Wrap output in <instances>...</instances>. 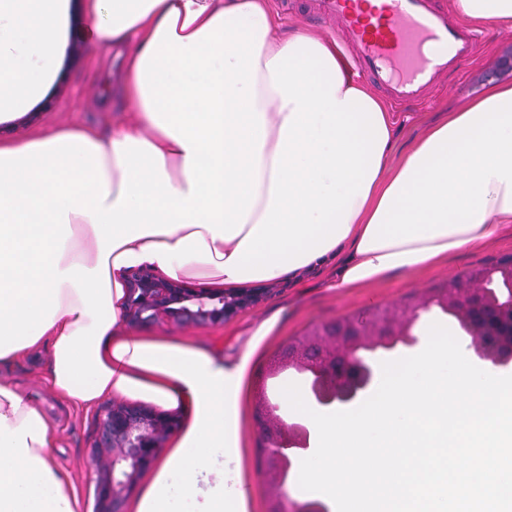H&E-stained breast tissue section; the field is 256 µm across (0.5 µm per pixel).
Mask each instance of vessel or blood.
I'll return each instance as SVG.
<instances>
[{"label": "vessel or blood", "mask_w": 512, "mask_h": 512, "mask_svg": "<svg viewBox=\"0 0 512 512\" xmlns=\"http://www.w3.org/2000/svg\"><path fill=\"white\" fill-rule=\"evenodd\" d=\"M317 14L348 43L353 68L397 104L423 100L476 48V31L432 0H320Z\"/></svg>", "instance_id": "b4317fda"}]
</instances>
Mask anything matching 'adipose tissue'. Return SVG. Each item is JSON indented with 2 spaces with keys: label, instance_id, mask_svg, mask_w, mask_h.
Segmentation results:
<instances>
[{
  "label": "adipose tissue",
  "instance_id": "ef3b65f1",
  "mask_svg": "<svg viewBox=\"0 0 512 512\" xmlns=\"http://www.w3.org/2000/svg\"><path fill=\"white\" fill-rule=\"evenodd\" d=\"M67 0H0V118L53 78ZM512 29V0H451ZM85 34L125 50L111 138L55 127L0 142V365L42 350L79 412L108 399L185 411L132 512H248L241 396L251 357L126 331L149 268L225 292L338 262L347 295L484 247L512 227V82L488 84L392 158L381 101L335 42L281 33L267 0H86ZM40 409L0 381V512H81Z\"/></svg>",
  "mask_w": 512,
  "mask_h": 512
}]
</instances>
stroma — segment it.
Wrapping results in <instances>:
<instances>
[{"mask_svg":"<svg viewBox=\"0 0 512 512\" xmlns=\"http://www.w3.org/2000/svg\"><path fill=\"white\" fill-rule=\"evenodd\" d=\"M84 0H68V10L60 34L77 49L73 57L59 59L54 78L42 95L23 111L0 119V140L24 142L39 131L59 125L89 127L108 135L124 120L125 104L112 95V79L121 65L119 49L101 40L83 37ZM512 52V30H483L475 57L460 65L455 74L432 87L423 104H407L390 110L393 124V154L405 152L424 130L460 108L480 92L490 79L511 81L512 70L497 72L495 63ZM512 266V234H503L480 250L449 256L439 267L412 278L395 276L374 287L339 297L325 286L328 270L315 269L302 281L279 279L253 283L259 299L218 325L182 326L162 319L138 326L141 334L192 336L203 347L237 357L247 346L255 351L249 361L243 396L248 425V446L243 450V477L251 512H268L269 487L264 477L265 460L259 450L262 430L255 417L256 398L268 393L273 406H281L283 383L305 384L306 379L292 369L274 372L273 364L288 343L302 339L342 318L375 320L392 306L405 307L412 320L411 333L422 336L424 325L439 321L438 308L425 300L443 294L457 277L476 271ZM269 323V336L257 340L255 327ZM46 354L32 355L0 367V380L23 392L45 414L58 441L52 450L56 466L68 474L81 499V512H95V489L89 478L90 452L97 413L75 412L42 383Z\"/></svg>","mask_w":512,"mask_h":512,"instance_id":"35a3bbf8","label":"stroma"}]
</instances>
